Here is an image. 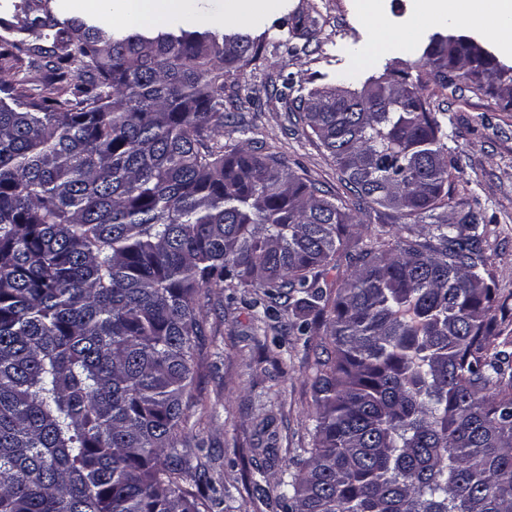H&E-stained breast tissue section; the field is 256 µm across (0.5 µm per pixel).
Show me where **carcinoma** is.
Wrapping results in <instances>:
<instances>
[{
    "label": "carcinoma",
    "mask_w": 512,
    "mask_h": 512,
    "mask_svg": "<svg viewBox=\"0 0 512 512\" xmlns=\"http://www.w3.org/2000/svg\"><path fill=\"white\" fill-rule=\"evenodd\" d=\"M0 37V512H201L181 485L199 293L251 288L325 326L312 447L283 512H512V336L497 344L478 217L443 224L456 161L409 74L294 109L362 208L430 237L346 251L351 209L265 145L224 146L245 32L114 30L20 0ZM50 72L30 99L27 74ZM444 88L510 98L512 67L443 35ZM345 260L344 287L324 289Z\"/></svg>",
    "instance_id": "obj_1"
}]
</instances>
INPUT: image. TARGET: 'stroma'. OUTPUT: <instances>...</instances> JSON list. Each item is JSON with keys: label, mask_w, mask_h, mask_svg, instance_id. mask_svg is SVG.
Here are the masks:
<instances>
[{"label": "stroma", "mask_w": 512, "mask_h": 512, "mask_svg": "<svg viewBox=\"0 0 512 512\" xmlns=\"http://www.w3.org/2000/svg\"><path fill=\"white\" fill-rule=\"evenodd\" d=\"M243 2L196 0L193 12L175 15L186 30L242 31L263 39L259 55L225 81L226 94L244 107L225 126L224 144L263 140L327 198L351 203L335 163L293 112V102L339 85L344 73L352 74L350 86L357 89L367 80L408 72L441 123L445 153L458 162L439 214L451 224L466 212L480 214L486 269L505 314L500 328L512 336V111L466 86L442 88L420 64L437 32L490 46L510 67L512 43L483 25L422 19L424 0H253L244 16ZM411 27L418 30L413 42L376 51L381 30ZM425 224L375 204L356 213L350 244L387 250L398 228L418 232ZM200 298L202 334L179 453L189 475H206L218 490L208 512H280L276 481L289 458L312 445L311 382L322 336L291 329L287 303L263 314L248 288H213Z\"/></svg>", "instance_id": "35a3bbf8"}]
</instances>
